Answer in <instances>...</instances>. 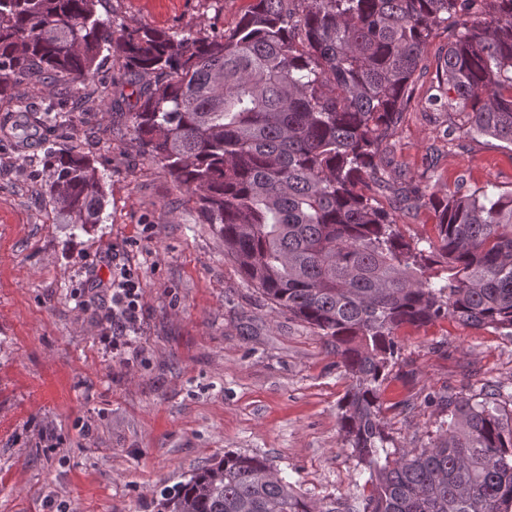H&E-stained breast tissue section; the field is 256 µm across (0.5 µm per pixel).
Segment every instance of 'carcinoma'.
<instances>
[{"instance_id": "cac0c4a2", "label": "carcinoma", "mask_w": 512, "mask_h": 512, "mask_svg": "<svg viewBox=\"0 0 512 512\" xmlns=\"http://www.w3.org/2000/svg\"><path fill=\"white\" fill-rule=\"evenodd\" d=\"M100 0H0V100L23 82L79 94L122 58L133 141L193 199L245 279L326 338L351 380L343 450L369 493L323 510L258 455L195 470L160 512H512V409L494 389L438 401L429 446L388 451L380 388L399 331L454 319L512 336V194L417 191L425 245L367 194L428 40L448 32L430 105L512 145V0H251L235 29L119 30ZM58 223H101L91 160L44 158ZM436 217L428 207L412 206L400 213L398 229L406 240L427 239L434 237Z\"/></svg>"}]
</instances>
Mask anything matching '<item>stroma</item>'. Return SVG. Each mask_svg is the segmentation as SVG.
<instances>
[{"instance_id": "35a3bbf8", "label": "stroma", "mask_w": 512, "mask_h": 512, "mask_svg": "<svg viewBox=\"0 0 512 512\" xmlns=\"http://www.w3.org/2000/svg\"><path fill=\"white\" fill-rule=\"evenodd\" d=\"M249 0H101L113 28L185 35L233 30ZM444 31L426 45L409 102L382 149L373 194L410 184L443 195L494 183L512 192V146L467 136L460 112H432ZM117 100L83 97L55 132L0 140V512H157L198 467L234 452L268 458L317 505L362 496L342 449L349 381L324 338L272 305L224 253L215 229L139 152L118 59L100 72ZM81 148L106 193L90 232L56 223L40 194L50 150ZM141 288L126 354L103 337L112 276ZM381 387L390 451L428 446L434 397L494 385L512 395V337L456 320L402 329Z\"/></svg>"}]
</instances>
